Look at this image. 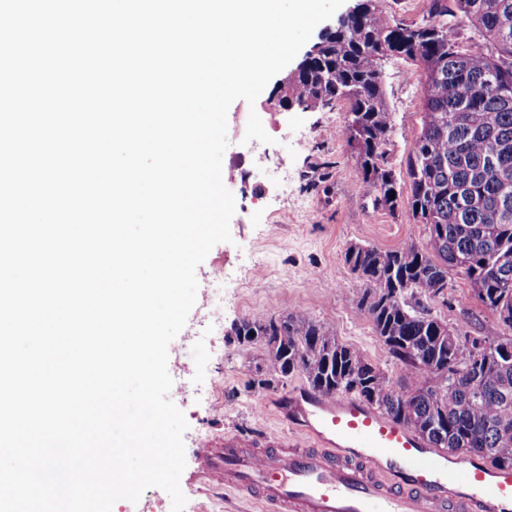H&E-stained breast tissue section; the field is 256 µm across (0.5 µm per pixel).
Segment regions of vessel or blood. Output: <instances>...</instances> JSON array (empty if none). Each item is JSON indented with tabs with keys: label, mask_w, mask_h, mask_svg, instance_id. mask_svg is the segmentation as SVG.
Listing matches in <instances>:
<instances>
[{
	"label": "vessel or blood",
	"mask_w": 512,
	"mask_h": 512,
	"mask_svg": "<svg viewBox=\"0 0 512 512\" xmlns=\"http://www.w3.org/2000/svg\"><path fill=\"white\" fill-rule=\"evenodd\" d=\"M312 448L256 447L245 435L202 442L200 475L261 512H512V470L449 460L419 434L341 394L301 388L278 406Z\"/></svg>",
	"instance_id": "vessel-or-blood-1"
}]
</instances>
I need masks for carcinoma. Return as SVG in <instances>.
Segmentation results:
<instances>
[{"instance_id": "1", "label": "carcinoma", "mask_w": 512, "mask_h": 512, "mask_svg": "<svg viewBox=\"0 0 512 512\" xmlns=\"http://www.w3.org/2000/svg\"><path fill=\"white\" fill-rule=\"evenodd\" d=\"M473 36H455L458 18ZM288 80L286 95L306 110L344 102L350 158L373 206L393 210L402 189L384 146L395 133L382 61L421 70L422 127L407 161L413 216L429 248L360 245L344 256L363 288L358 309L403 366L395 389L358 349L320 322L283 315L242 320L241 344L264 347L268 378L302 373L314 390L352 393L404 423L436 448L471 453L512 468V0H428L427 16L405 24L385 0H359L314 44ZM463 276L504 334L478 356L447 342L427 301Z\"/></svg>"}]
</instances>
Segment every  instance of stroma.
I'll list each match as a JSON object with an SVG mask.
<instances>
[{"label": "stroma", "mask_w": 512, "mask_h": 512, "mask_svg": "<svg viewBox=\"0 0 512 512\" xmlns=\"http://www.w3.org/2000/svg\"><path fill=\"white\" fill-rule=\"evenodd\" d=\"M385 93L397 127L387 145V160L398 181L406 179V159L421 129L419 71L412 62L384 60ZM278 79H271L255 105L234 101L227 114L224 162L242 161L227 185L236 203L231 241L213 247L198 266L199 288L213 287L212 273L224 270V331L209 338L201 305L169 346L168 371L178 377L188 367L195 392L172 387L169 397L189 424L184 434L186 467L180 487L184 512H258L218 485L194 480L198 444L225 434L264 435L282 429L274 401L305 385L294 374L273 387L258 385L260 345H240L233 329L250 318L303 315L324 324L341 343L359 349L402 388V366L375 335L358 309L360 289L344 260L348 247L373 245L392 250L405 242H428L424 225L408 201L395 210L377 209L362 187L346 142L345 104L315 111H284L276 100ZM257 112L271 143L245 141L250 112ZM434 314L462 336L501 335L496 316L474 295L467 280L449 274L443 294L431 300Z\"/></svg>", "instance_id": "stroma-1"}]
</instances>
